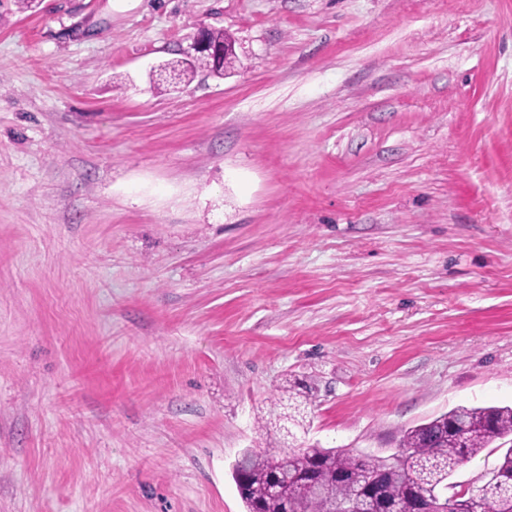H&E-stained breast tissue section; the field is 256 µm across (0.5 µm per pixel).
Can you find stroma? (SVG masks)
<instances>
[{
	"label": "stroma",
	"instance_id": "35a3bbf8",
	"mask_svg": "<svg viewBox=\"0 0 512 512\" xmlns=\"http://www.w3.org/2000/svg\"><path fill=\"white\" fill-rule=\"evenodd\" d=\"M288 387L512 405V0H0V512H246ZM205 40L211 47L210 51L200 54L192 60L182 57L160 66L161 69H169L178 77L179 82L169 85L170 88H175L181 82L189 80L198 69H207L218 77H224V70L234 69L237 57L233 37L221 29H207ZM213 50L222 51L223 54H213Z\"/></svg>",
	"mask_w": 512,
	"mask_h": 512
}]
</instances>
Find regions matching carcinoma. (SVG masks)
<instances>
[{"instance_id": "cac0c4a2", "label": "carcinoma", "mask_w": 512, "mask_h": 512, "mask_svg": "<svg viewBox=\"0 0 512 512\" xmlns=\"http://www.w3.org/2000/svg\"><path fill=\"white\" fill-rule=\"evenodd\" d=\"M205 40L211 50L192 60L180 58L161 68L183 82L197 70L207 69L218 77L235 67L233 37L222 29H208ZM295 413L278 420L288 423L292 435L304 427L301 407L311 404L301 392ZM502 448L494 471L473 492L458 499L457 512H512V406H461L402 432V460L390 456L353 454L334 448H296L283 458L267 450L248 449L235 462L234 481L242 482L241 499L247 512H324L326 502L345 501L352 490L366 488L377 512H393L394 502H410L435 491L439 483L467 459L493 443ZM280 477L282 491L268 495L269 482Z\"/></svg>"}]
</instances>
